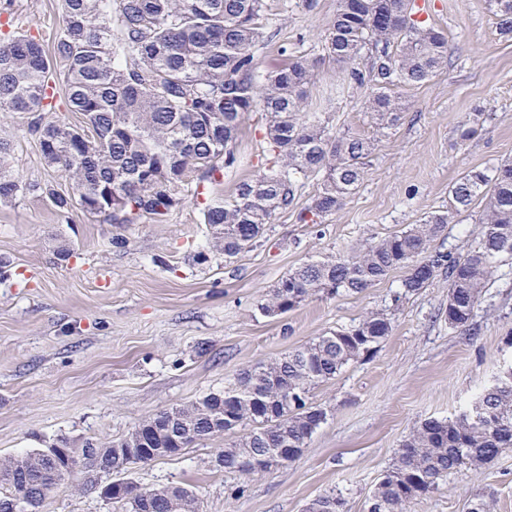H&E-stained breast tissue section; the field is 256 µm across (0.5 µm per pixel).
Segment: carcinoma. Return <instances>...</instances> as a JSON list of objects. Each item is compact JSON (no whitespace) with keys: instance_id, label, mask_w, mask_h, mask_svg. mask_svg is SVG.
<instances>
[{"instance_id":"obj_1","label":"carcinoma","mask_w":512,"mask_h":512,"mask_svg":"<svg viewBox=\"0 0 512 512\" xmlns=\"http://www.w3.org/2000/svg\"><path fill=\"white\" fill-rule=\"evenodd\" d=\"M64 26L51 49L25 35L0 39V112H29L44 161L70 180L83 211L114 224L143 215L161 222L198 196L194 180L217 183L236 157L234 144L246 115L261 112L271 158L256 177L229 197L205 199L208 245L192 261L203 265L251 250L273 214L294 205L304 181L315 193L299 213L320 224L346 204L366 174L375 138L338 132L324 112L303 111L318 60L289 54L283 67L258 75L257 48L275 33L262 24L264 0H61ZM499 31L512 33V0H487ZM415 0H336L325 33L328 57L341 68L336 92L366 87V112L375 134L395 129L408 103L399 86L429 80L448 63L444 32L421 17ZM62 86L66 109L83 125L45 119ZM485 121L470 112L463 140ZM34 185L0 166V201H13ZM60 211L73 198L42 190ZM480 225L462 252L430 249L450 224ZM512 260V162L463 173L448 189V205L418 223L339 256L307 261L290 270L260 304L265 315L285 314L320 293L358 294L403 269L400 301L440 275L448 279L444 320L468 326L501 263ZM393 328L387 311L319 336L281 358L241 372L236 381L197 401L141 420L123 438L97 450L111 459L112 475L133 464L169 457L172 438L188 434L235 436L219 455L224 470L250 477L298 458L324 409L310 401L320 383L350 362L376 351ZM512 364L499 370L461 413L426 419L397 450L368 498L367 512H408L448 475L477 470L512 448ZM92 485L91 465L58 467L47 450L0 459V512L25 493L40 507L52 494ZM121 512H200L192 489L165 484L141 490L127 485L114 501ZM305 512H349L342 493L326 492Z\"/></svg>"}]
</instances>
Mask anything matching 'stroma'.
<instances>
[{"label":"stroma","mask_w":512,"mask_h":512,"mask_svg":"<svg viewBox=\"0 0 512 512\" xmlns=\"http://www.w3.org/2000/svg\"><path fill=\"white\" fill-rule=\"evenodd\" d=\"M448 37V64L398 93L408 103L400 125L377 141L367 174L344 208L303 224L313 185L296 207L274 214L249 252L202 266L189 263L208 242L200 205L186 201L164 221L144 216L114 224L73 206L57 211L43 187L72 194L61 171L43 161L26 112H0V136L13 143L0 165L38 192L0 202V458L44 448L59 435L73 448L121 438L135 423L233 383L246 367L357 323L389 307L392 333L377 350L317 386L314 404L327 420L287 465L244 478L224 472L218 454L230 436L198 441L180 454L133 465L138 488L174 483L194 489L202 512H303L326 491H341L350 512L368 495L402 441L424 420L459 414L512 359V264L503 263L482 303L477 335L452 328L442 311L448 283L438 279L394 302L403 270L362 293L313 297L271 317L258 306L289 270L345 254L416 223L448 202L465 171L512 160V36L499 34L486 0H427ZM336 0H265L263 23L275 38L257 51L260 70L282 64L286 50L320 59L306 111L326 112L337 131L371 135L367 92H337L339 68L324 39ZM64 24L61 0H0V38L24 33L51 43ZM487 119L468 140L469 112ZM261 113L244 121L239 163L206 194L231 195L259 174L265 143ZM124 247L113 246L114 238ZM71 255L59 260L57 251ZM243 495H236L237 487ZM512 512V448L478 472L449 475L409 512H463L472 495ZM41 512H115L98 489L78 486L48 497Z\"/></svg>","instance_id":"obj_1"}]
</instances>
